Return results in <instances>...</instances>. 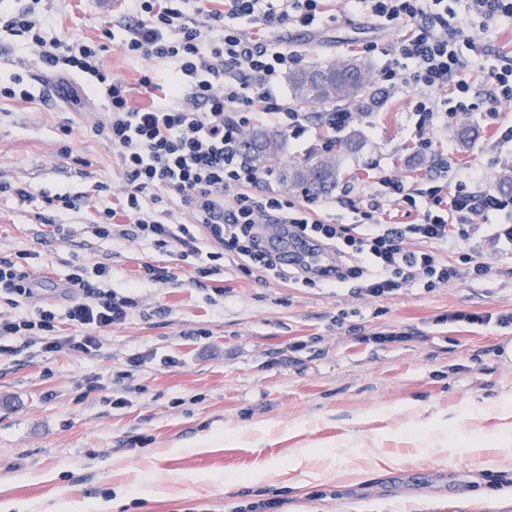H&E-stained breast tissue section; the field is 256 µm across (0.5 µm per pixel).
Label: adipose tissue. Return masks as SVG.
Instances as JSON below:
<instances>
[{"label":"adipose tissue","instance_id":"obj_1","mask_svg":"<svg viewBox=\"0 0 512 512\" xmlns=\"http://www.w3.org/2000/svg\"><path fill=\"white\" fill-rule=\"evenodd\" d=\"M489 414L500 419L499 429L486 431L477 427V420ZM397 415L406 417L404 433L411 437L419 454H444L457 448L473 458L489 450L512 456V395L501 396L490 403H466L451 415L417 410L409 404L381 406L357 414L353 423L363 426L378 418ZM392 437V432L383 430L370 444L351 434L341 443L327 449L294 448L289 453L287 468L299 472V485L312 484L324 478L323 463L338 459L345 453L355 457L376 455L382 444Z\"/></svg>","mask_w":512,"mask_h":512}]
</instances>
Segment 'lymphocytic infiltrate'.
<instances>
[{
  "mask_svg": "<svg viewBox=\"0 0 512 512\" xmlns=\"http://www.w3.org/2000/svg\"><path fill=\"white\" fill-rule=\"evenodd\" d=\"M324 2L123 0L122 35L107 27L98 40L47 37L50 17L31 7L1 14L0 29L26 38L45 68L83 79L84 94L104 101L106 119L96 133L110 144L122 172L119 205L97 207L91 197L65 193L46 198L47 207L62 219L58 234H70L63 222L67 212L93 208L97 238L138 240L160 251L180 246V257L194 267L201 288L222 274L227 256L262 278L306 274V267L282 263L267 247L260 232L264 224H281L333 247L342 263L338 280L355 281L359 293L374 298L417 283L433 288L486 275V263L474 259L459 270L434 249L438 243L469 239L475 216L505 208L496 195L468 189L478 172L452 189L433 182L419 196L402 181L380 177V190L363 211L366 225L358 232L350 224L323 222L312 205L269 191L264 172L241 156L243 130L252 122L275 123L296 135L303 132L306 117L277 91L280 75L297 67L301 55L278 41L249 36L239 20L262 30L284 24L309 28L322 17ZM441 2L349 0L354 12L410 24V35L395 47L401 65L384 66L381 79L392 89H421L415 110L424 147L431 144L425 131L448 121L441 91L454 89L456 111L477 108L468 99L469 85L458 78L465 63L450 41L459 30ZM112 39L125 55L152 63L139 80L144 104L134 105L131 87L103 65ZM176 200L188 208L189 222L176 219ZM387 201L420 204L418 222L379 223ZM66 286L74 295L64 309L40 305L22 318H0V338L38 336L46 350L64 346L86 353L95 346L97 332L123 323L136 305L113 288L112 268L105 263L92 270L73 264ZM62 317L77 333L61 340L54 333Z\"/></svg>",
  "mask_w": 512,
  "mask_h": 512,
  "instance_id": "1",
  "label": "lymphocytic infiltrate"
}]
</instances>
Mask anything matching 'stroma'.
<instances>
[{
    "label": "stroma",
    "mask_w": 512,
    "mask_h": 512,
    "mask_svg": "<svg viewBox=\"0 0 512 512\" xmlns=\"http://www.w3.org/2000/svg\"><path fill=\"white\" fill-rule=\"evenodd\" d=\"M466 33L457 53L469 59L460 79L474 102H483L488 69L512 59V18L482 25L447 0ZM54 19V34L101 36L122 13L121 0H41ZM315 29L285 25L275 36L301 51L304 64L346 56L371 72L394 62L403 27H383L351 11L347 0H327ZM26 60L19 69L18 60ZM22 74L33 98L0 99V184L27 188L32 202L0 193V254L26 256L40 273L35 300L59 305L70 260L111 265L113 287L138 305L127 320L102 335L90 353L44 349L40 340L11 339L14 353L0 357V501L27 512H61L65 503L98 499L111 512H233L276 499L278 512H512V457L496 453L483 462L456 457H415L411 443L388 441L400 465L374 466L359 458L355 481L327 473L295 489L287 477L254 480L266 461L286 462L289 451L326 445L351 430L359 412L395 402L428 411H456L465 401L490 402L512 394V358L503 348L512 329L443 322L451 312L512 310V252L495 246L493 225L511 224L512 207L476 217L471 239L448 252L463 266L467 256L485 262V278H461L433 289L413 285L382 298L361 295L352 283L307 286L275 277L260 280L236 261H224V295L210 299L197 287L194 269L177 252L161 253L139 241L93 236L89 212H70L73 232L57 239L40 218L45 197L91 194L96 183L121 185L116 160L94 130L102 103L61 101L48 87L55 79L22 40L0 33V85ZM381 100L353 103L348 132L364 146L344 157L335 195L316 200L322 220L357 224L359 209L388 175L422 188L440 169L456 184L470 166L485 169L478 190L497 192L500 174L512 170V142L498 141L499 125L512 123V101L496 117L478 110L457 115L431 132L432 145L417 150L418 116L413 89H387L374 80ZM71 124V136L60 131ZM89 160L79 174L77 159ZM354 200L340 207L336 196ZM168 268L173 279L139 277L144 262ZM402 332V343L373 345L365 336ZM175 365H165L166 357ZM142 358L132 366V358ZM303 425L301 434L225 439L228 431L258 420ZM209 439L205 451L193 443ZM153 471L157 493L145 499L131 488ZM196 474L231 476L228 484L193 482Z\"/></svg>",
    "instance_id": "obj_1"
}]
</instances>
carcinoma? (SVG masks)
<instances>
[{
  "mask_svg": "<svg viewBox=\"0 0 512 512\" xmlns=\"http://www.w3.org/2000/svg\"><path fill=\"white\" fill-rule=\"evenodd\" d=\"M371 78L366 65L356 58L342 62H316L288 74L292 100L299 105L352 103L368 87ZM288 132L260 127L244 136L242 152L261 171L281 170V182L290 191L311 196H327L336 190L340 161L357 151L355 136L331 139L325 148L294 163L283 159Z\"/></svg>",
  "mask_w": 512,
  "mask_h": 512,
  "instance_id": "carcinoma-1",
  "label": "carcinoma"
}]
</instances>
